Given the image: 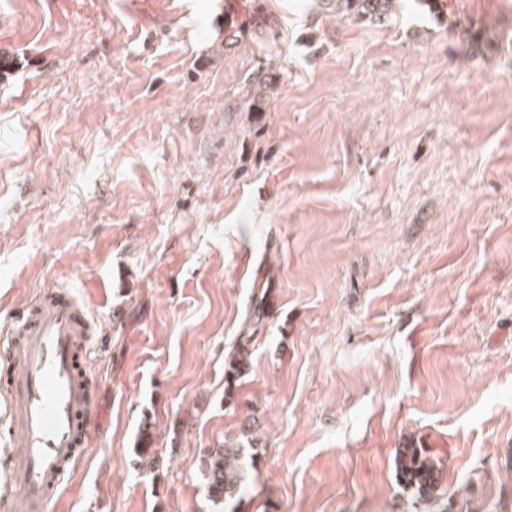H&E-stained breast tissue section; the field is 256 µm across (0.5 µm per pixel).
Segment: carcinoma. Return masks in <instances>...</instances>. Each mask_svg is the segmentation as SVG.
<instances>
[{
  "label": "carcinoma",
  "mask_w": 512,
  "mask_h": 512,
  "mask_svg": "<svg viewBox=\"0 0 512 512\" xmlns=\"http://www.w3.org/2000/svg\"><path fill=\"white\" fill-rule=\"evenodd\" d=\"M408 1L416 9L436 12L435 0H311L316 11L321 14H336L348 20L381 23ZM250 81L255 86V94L250 98L247 111L263 112L264 103L277 88V75L267 69L252 74ZM253 337L241 336L234 349L224 359V403L237 402L238 383L250 366ZM154 435L143 428L138 441V456L142 459L157 454L153 448ZM254 439L244 431L241 436L224 445L211 448L199 462V470L204 478L208 499L217 512H224L226 503L243 500L249 470L256 465L257 453ZM394 468L401 488L409 493L411 506L415 512H444L439 501L444 496L440 489V467L428 455V451L414 440L405 441L395 450Z\"/></svg>",
  "instance_id": "1"
}]
</instances>
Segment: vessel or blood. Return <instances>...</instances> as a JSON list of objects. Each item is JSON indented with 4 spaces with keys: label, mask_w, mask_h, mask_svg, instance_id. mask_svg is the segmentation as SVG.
<instances>
[{
    "label": "vessel or blood",
    "mask_w": 512,
    "mask_h": 512,
    "mask_svg": "<svg viewBox=\"0 0 512 512\" xmlns=\"http://www.w3.org/2000/svg\"><path fill=\"white\" fill-rule=\"evenodd\" d=\"M92 334L83 302L65 289L45 292L0 337L11 437V490L0 512H45L93 430L92 381L85 365Z\"/></svg>",
    "instance_id": "b4317fda"
}]
</instances>
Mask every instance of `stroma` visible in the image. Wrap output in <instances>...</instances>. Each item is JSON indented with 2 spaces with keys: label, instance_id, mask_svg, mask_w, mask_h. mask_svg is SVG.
I'll use <instances>...</instances> for the list:
<instances>
[{
  "label": "stroma",
  "instance_id": "stroma-1",
  "mask_svg": "<svg viewBox=\"0 0 512 512\" xmlns=\"http://www.w3.org/2000/svg\"><path fill=\"white\" fill-rule=\"evenodd\" d=\"M244 2L0 0V334L48 288L97 326L49 512H210L199 460L245 426L238 512H408V438L448 512H512V0ZM265 65L266 111H227ZM436 0H311L319 14H336L341 18L381 23L401 6L413 2L419 11L435 13ZM254 336H239L234 349L224 359V403L234 407L237 403L238 383L250 366L251 351Z\"/></svg>",
  "mask_w": 512,
  "mask_h": 512
}]
</instances>
